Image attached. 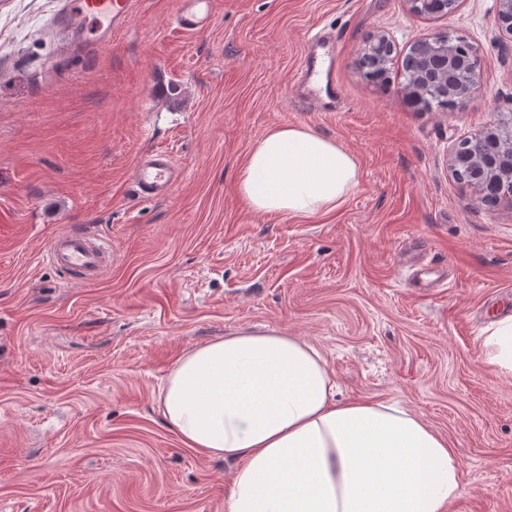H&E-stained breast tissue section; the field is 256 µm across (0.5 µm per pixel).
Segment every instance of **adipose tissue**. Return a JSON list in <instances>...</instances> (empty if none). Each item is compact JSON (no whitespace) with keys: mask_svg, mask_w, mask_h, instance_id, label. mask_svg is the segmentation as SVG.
I'll list each match as a JSON object with an SVG mask.
<instances>
[{"mask_svg":"<svg viewBox=\"0 0 512 512\" xmlns=\"http://www.w3.org/2000/svg\"><path fill=\"white\" fill-rule=\"evenodd\" d=\"M358 163L299 125L268 129L235 188L259 214L335 210ZM485 360L512 374V316L493 322ZM184 444L238 462L225 512H450L466 493L448 441L395 403L340 400L325 357L277 332L227 336L189 350L161 395Z\"/></svg>","mask_w":512,"mask_h":512,"instance_id":"obj_1","label":"adipose tissue"}]
</instances>
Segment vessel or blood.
Here are the masks:
<instances>
[{"label": "vessel or blood", "mask_w": 512, "mask_h": 512, "mask_svg": "<svg viewBox=\"0 0 512 512\" xmlns=\"http://www.w3.org/2000/svg\"><path fill=\"white\" fill-rule=\"evenodd\" d=\"M214 0H180L175 22L187 32H199L208 27ZM131 13V0H69L64 15L66 25L79 26L85 17L101 23L104 37L125 27ZM181 171L171 156L155 151L134 167L132 178L140 194L158 196L168 192L178 181ZM112 250L108 243L90 242L84 232L70 231L56 236L48 246V257L56 265L81 271L85 279L101 276L110 262Z\"/></svg>", "instance_id": "b4317fda"}]
</instances>
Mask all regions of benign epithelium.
Returning <instances> with one entry per match:
<instances>
[{"label": "benign epithelium", "mask_w": 512, "mask_h": 512, "mask_svg": "<svg viewBox=\"0 0 512 512\" xmlns=\"http://www.w3.org/2000/svg\"><path fill=\"white\" fill-rule=\"evenodd\" d=\"M410 10L425 19L433 20L457 11L464 0H407ZM497 24L501 33L512 39V0H498ZM394 50L387 34H380L365 46L360 62L378 59L385 51ZM412 64L433 76L448 79V94L454 107H460L479 88L477 75L478 50L466 39L455 40L432 56L416 57ZM507 139L512 154V122L493 124L485 131L469 138V145L458 144L449 154L448 168L452 176L483 194V183H492L500 203L512 205V165H499L498 157L487 152L484 144L499 143Z\"/></svg>", "instance_id": "7a95c632"}]
</instances>
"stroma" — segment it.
Here are the masks:
<instances>
[{
	"label": "stroma",
	"mask_w": 512,
	"mask_h": 512,
	"mask_svg": "<svg viewBox=\"0 0 512 512\" xmlns=\"http://www.w3.org/2000/svg\"><path fill=\"white\" fill-rule=\"evenodd\" d=\"M63 0H0V512H224L235 462L188 448L161 389L191 348L277 331L325 356L342 396L395 402L445 436L466 495L451 512H512V376L483 364L512 315V205L487 207L449 152L512 119V39L497 0L427 20L406 0H132L109 45L58 34ZM336 58L294 76L316 33ZM396 44L386 82L359 59ZM432 33L479 50L460 108L406 96L402 60ZM336 140L359 185L312 217L257 214L235 178L275 125ZM182 171L139 196L148 150ZM112 246L99 281L46 257L59 234ZM214 0H180L175 22L187 32H200L208 27L212 18Z\"/></svg>",
	"instance_id": "1"
}]
</instances>
